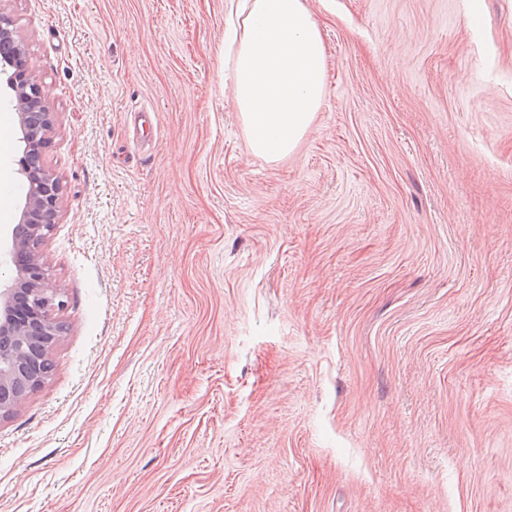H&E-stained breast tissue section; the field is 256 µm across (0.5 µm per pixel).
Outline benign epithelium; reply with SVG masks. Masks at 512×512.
<instances>
[{"label":"benign epithelium","mask_w":512,"mask_h":512,"mask_svg":"<svg viewBox=\"0 0 512 512\" xmlns=\"http://www.w3.org/2000/svg\"><path fill=\"white\" fill-rule=\"evenodd\" d=\"M15 97L23 143L18 160L25 204L12 229L14 274L0 287V420L17 412L48 380L50 353L66 335L58 316L63 301L49 286L42 246L62 206V185L44 161L54 128L52 106L42 96L29 58L0 0V76Z\"/></svg>","instance_id":"obj_1"}]
</instances>
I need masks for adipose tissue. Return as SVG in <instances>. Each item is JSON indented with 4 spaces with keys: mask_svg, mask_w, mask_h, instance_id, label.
Instances as JSON below:
<instances>
[{
    "mask_svg": "<svg viewBox=\"0 0 512 512\" xmlns=\"http://www.w3.org/2000/svg\"><path fill=\"white\" fill-rule=\"evenodd\" d=\"M224 52L233 58L231 94L250 152L269 160L292 154L325 95L319 20L305 0H238Z\"/></svg>",
    "mask_w": 512,
    "mask_h": 512,
    "instance_id": "adipose-tissue-1",
    "label": "adipose tissue"
}]
</instances>
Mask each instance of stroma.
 Returning a JSON list of instances; mask_svg holds the SVG:
<instances>
[{
  "label": "stroma",
  "mask_w": 512,
  "mask_h": 512,
  "mask_svg": "<svg viewBox=\"0 0 512 512\" xmlns=\"http://www.w3.org/2000/svg\"><path fill=\"white\" fill-rule=\"evenodd\" d=\"M306 3L325 97L272 162L228 0H9L67 334L0 421V512H512V0Z\"/></svg>",
  "instance_id": "stroma-1"
}]
</instances>
